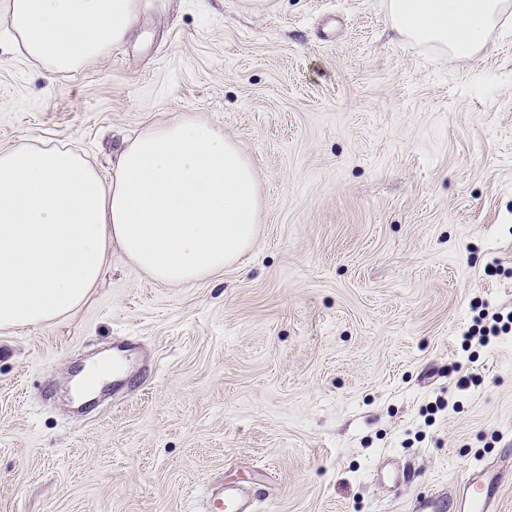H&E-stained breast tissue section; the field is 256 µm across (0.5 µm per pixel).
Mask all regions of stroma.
Here are the masks:
<instances>
[{
  "instance_id": "35a3bbf8",
  "label": "stroma",
  "mask_w": 512,
  "mask_h": 512,
  "mask_svg": "<svg viewBox=\"0 0 512 512\" xmlns=\"http://www.w3.org/2000/svg\"><path fill=\"white\" fill-rule=\"evenodd\" d=\"M199 117L251 159L258 236L220 280L113 256L86 303L0 330V512H422L478 466L512 512V23L477 57L416 45L384 0H137L126 41L52 74L0 27V149L109 176L148 126ZM129 344L88 405L84 362ZM412 473L393 483L389 474ZM488 317V313L481 312L477 317L474 318L475 324L472 325L467 331L466 341L472 342L475 338H477L478 343L481 346H485L490 342V334L492 337H497L500 332L507 333L511 330L512 324V311L506 313V321L504 322V315L502 313H495L491 316V320L493 324L491 326L481 325L484 320ZM501 324V326H498ZM481 325V326H480ZM510 325V326H509ZM477 326V328H476ZM480 326V327H478ZM479 335V336H478ZM253 498H250L239 486L224 484L209 499L208 512H252Z\"/></svg>"
}]
</instances>
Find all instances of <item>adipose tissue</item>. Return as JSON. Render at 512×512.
<instances>
[{
	"mask_svg": "<svg viewBox=\"0 0 512 512\" xmlns=\"http://www.w3.org/2000/svg\"><path fill=\"white\" fill-rule=\"evenodd\" d=\"M394 28L474 57L506 0H386ZM135 0H0L14 46L53 74L79 70L123 41ZM253 166L223 128L201 119L149 126L110 177L77 151L0 150V330L80 307L113 255L152 279L187 285L223 273L258 230Z\"/></svg>",
	"mask_w": 512,
	"mask_h": 512,
	"instance_id": "adipose-tissue-1",
	"label": "adipose tissue"
}]
</instances>
